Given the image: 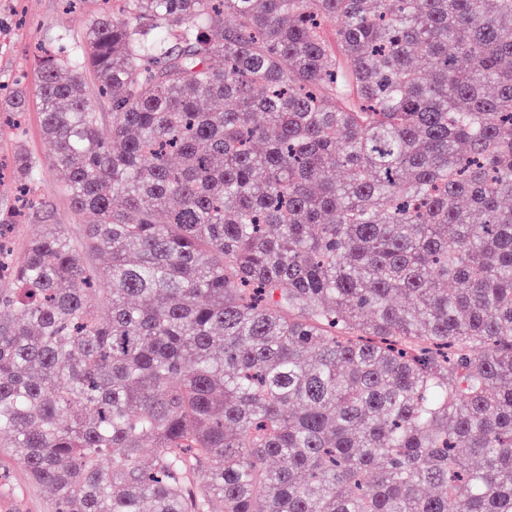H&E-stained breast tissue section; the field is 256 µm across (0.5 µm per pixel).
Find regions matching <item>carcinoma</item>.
<instances>
[{
    "instance_id": "cac0c4a2",
    "label": "carcinoma",
    "mask_w": 512,
    "mask_h": 512,
    "mask_svg": "<svg viewBox=\"0 0 512 512\" xmlns=\"http://www.w3.org/2000/svg\"><path fill=\"white\" fill-rule=\"evenodd\" d=\"M121 3L40 60L95 223L15 263L0 215L49 512H512V0Z\"/></svg>"
}]
</instances>
